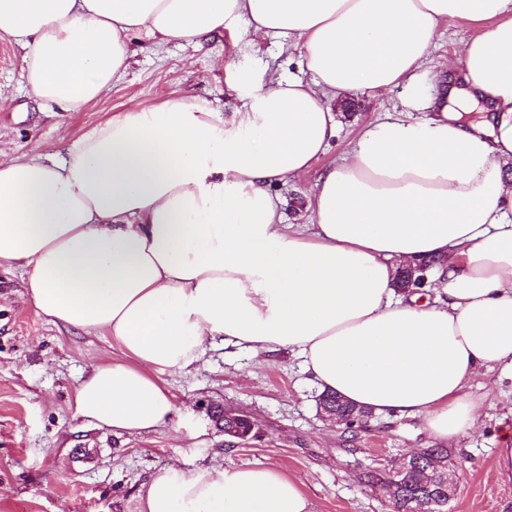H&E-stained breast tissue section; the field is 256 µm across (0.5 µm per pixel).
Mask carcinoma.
Masks as SVG:
<instances>
[{
  "instance_id": "obj_1",
  "label": "carcinoma",
  "mask_w": 512,
  "mask_h": 512,
  "mask_svg": "<svg viewBox=\"0 0 512 512\" xmlns=\"http://www.w3.org/2000/svg\"><path fill=\"white\" fill-rule=\"evenodd\" d=\"M322 402L336 406V410L345 417V426L348 429L362 424L371 414V411L361 408L360 416H352L356 405L329 391L322 394ZM217 423L218 429L225 433L246 435L253 430L252 422L242 414L227 418L221 411L217 414ZM446 472H448V449H427L425 456L411 464L398 478L394 495L386 498L389 512H412L415 504L421 501L428 503L432 512H445L448 508V485L443 475Z\"/></svg>"
}]
</instances>
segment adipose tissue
Listing matches in <instances>:
<instances>
[{
  "instance_id": "1",
  "label": "adipose tissue",
  "mask_w": 512,
  "mask_h": 512,
  "mask_svg": "<svg viewBox=\"0 0 512 512\" xmlns=\"http://www.w3.org/2000/svg\"><path fill=\"white\" fill-rule=\"evenodd\" d=\"M446 21L477 30L430 117L367 125L318 177L313 223H284L269 187L324 154L332 101L410 87ZM237 28L299 45L310 82L254 84L228 118L186 97L119 112L62 161L0 157V264L39 314L120 352L77 379L75 416L128 435L175 423L160 373L222 342L290 351L321 389L453 441L476 422L477 372L512 367V0H0L30 96L64 112L137 43ZM429 260L434 301L399 296L397 268ZM142 508L311 512L273 464L168 469Z\"/></svg>"
}]
</instances>
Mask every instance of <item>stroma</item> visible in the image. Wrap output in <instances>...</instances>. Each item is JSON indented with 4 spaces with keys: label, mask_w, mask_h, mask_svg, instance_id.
Returning a JSON list of instances; mask_svg holds the SVG:
<instances>
[{
    "label": "stroma",
    "mask_w": 512,
    "mask_h": 512,
    "mask_svg": "<svg viewBox=\"0 0 512 512\" xmlns=\"http://www.w3.org/2000/svg\"><path fill=\"white\" fill-rule=\"evenodd\" d=\"M473 33L464 21L441 24L421 70L416 94L434 96L439 81ZM24 52L0 39V153L67 158L74 142L113 114L148 108L173 95L192 96L231 115L247 90L242 76L310 80L299 46L263 44L244 51L241 34L210 40L200 51L166 44L140 52L127 73L80 112H46L28 93ZM404 87L348 94L333 110L338 131L311 173L272 188L286 223L309 224L305 200L319 171L340 163L352 139L371 123L404 110ZM110 337L49 322L29 303L18 267L0 266V512H141L147 480L170 465L255 466L273 463L306 493L311 512H385L363 481L368 469L389 464L435 442L420 420L373 416L357 432L320 415V388L300 360L282 350L255 358L216 345L190 371L162 373L180 412V427L118 436L76 417L71 389L93 365L111 360ZM469 394L482 408L474 429L448 443L461 479L448 512H512V483L497 482L493 466L505 431H512V370H481ZM247 415L243 441L219 432L215 406Z\"/></svg>",
    "instance_id": "1"
}]
</instances>
